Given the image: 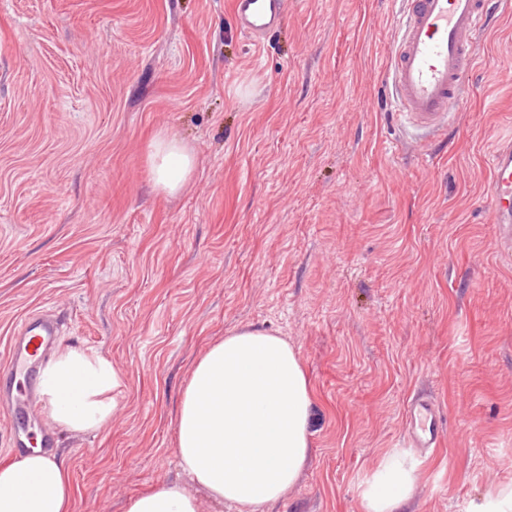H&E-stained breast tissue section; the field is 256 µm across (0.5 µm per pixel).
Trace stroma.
<instances>
[{
  "instance_id": "stroma-1",
  "label": "stroma",
  "mask_w": 512,
  "mask_h": 512,
  "mask_svg": "<svg viewBox=\"0 0 512 512\" xmlns=\"http://www.w3.org/2000/svg\"><path fill=\"white\" fill-rule=\"evenodd\" d=\"M400 0H291L252 42L233 0H0V362L22 319L124 375L111 425L56 433L77 512L180 479L173 415L194 362L254 325L295 347L311 454L261 512H364L387 454L417 460L403 512H471L512 488V259L484 159L512 134V14L447 138L390 112ZM196 167L154 190L149 145ZM437 403L441 444L408 447ZM193 151L176 135L158 133L150 152V173L154 189L175 196L184 188L195 170ZM436 403L432 399L417 398L408 406L410 429L408 440L412 448H434L437 443L438 425Z\"/></svg>"
}]
</instances>
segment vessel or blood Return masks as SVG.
Segmentation results:
<instances>
[{
    "instance_id": "vessel-or-blood-1",
    "label": "vessel or blood",
    "mask_w": 512,
    "mask_h": 512,
    "mask_svg": "<svg viewBox=\"0 0 512 512\" xmlns=\"http://www.w3.org/2000/svg\"><path fill=\"white\" fill-rule=\"evenodd\" d=\"M288 11V0H235L234 18L244 33L264 38L274 33ZM512 12V0H404L399 35L387 66L392 108L416 130L447 128L477 66L476 39L493 15ZM489 201L494 231L504 253L512 252V137L499 142L489 159ZM61 321L46 311L23 319L12 338L0 374L23 377L25 387L12 397L14 417L33 416L32 373L55 346ZM408 440L415 448L437 443L436 404L412 401Z\"/></svg>"
}]
</instances>
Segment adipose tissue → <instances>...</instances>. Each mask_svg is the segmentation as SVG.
<instances>
[{"mask_svg": "<svg viewBox=\"0 0 512 512\" xmlns=\"http://www.w3.org/2000/svg\"><path fill=\"white\" fill-rule=\"evenodd\" d=\"M193 151L157 134L150 173L155 190L179 194L195 170ZM124 379L103 355L57 348L38 381L39 406L57 430L99 432L112 422ZM314 393L283 337L258 327L227 331L194 363L176 413L175 451L188 483H162L130 497L126 512H201L198 492L236 512H259L295 485L310 451ZM418 481L416 463L384 458L365 482V512H397ZM66 460L34 449L0 459V512H74Z\"/></svg>", "mask_w": 512, "mask_h": 512, "instance_id": "obj_1", "label": "adipose tissue"}]
</instances>
